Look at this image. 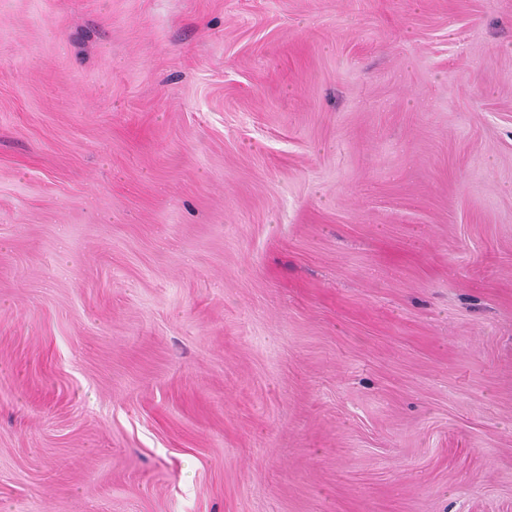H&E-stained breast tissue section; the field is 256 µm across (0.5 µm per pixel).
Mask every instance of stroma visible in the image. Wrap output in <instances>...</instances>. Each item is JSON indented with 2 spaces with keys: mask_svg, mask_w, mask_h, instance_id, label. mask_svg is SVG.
<instances>
[{
  "mask_svg": "<svg viewBox=\"0 0 512 512\" xmlns=\"http://www.w3.org/2000/svg\"><path fill=\"white\" fill-rule=\"evenodd\" d=\"M0 512H512V0H0Z\"/></svg>",
  "mask_w": 512,
  "mask_h": 512,
  "instance_id": "obj_1",
  "label": "stroma"
}]
</instances>
